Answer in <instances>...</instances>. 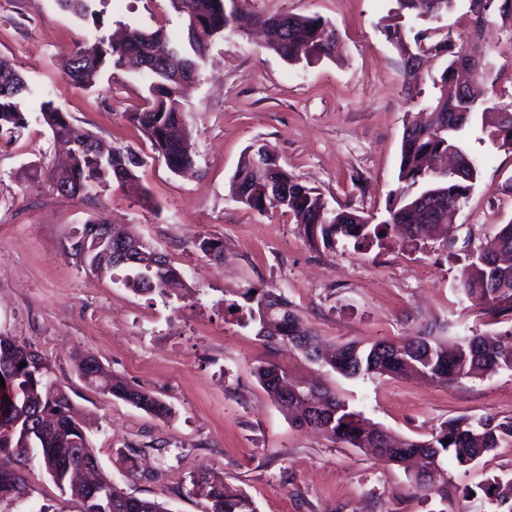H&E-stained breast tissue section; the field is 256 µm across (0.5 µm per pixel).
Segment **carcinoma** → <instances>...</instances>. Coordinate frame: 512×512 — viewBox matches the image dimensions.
<instances>
[{
    "instance_id": "carcinoma-1",
    "label": "carcinoma",
    "mask_w": 512,
    "mask_h": 512,
    "mask_svg": "<svg viewBox=\"0 0 512 512\" xmlns=\"http://www.w3.org/2000/svg\"><path fill=\"white\" fill-rule=\"evenodd\" d=\"M61 10L82 20L92 19L101 25L100 14L90 9V0H57ZM400 9L409 10L417 20L430 21L453 7L454 0H397ZM182 19L185 35L170 37L163 28L142 30L126 27L120 40L94 37L78 43L63 63L62 73L74 84L86 89L107 69H123L132 65L148 80L146 104L128 113V120L140 128L150 142L151 152L163 160L173 172L186 170L194 164V152L184 129V106L176 93L178 77L188 72L199 73L210 43L222 37H239L257 24L270 27L267 49L291 63L310 58H328L336 46V29L319 16L278 13L266 16H246L238 0H170ZM386 39L396 48L404 62L423 55L451 56L439 78L432 80L431 90L408 87L409 100L419 107L421 117L404 127L398 187L388 209L389 219L383 224H370V218L347 210L326 211L317 189L308 187L288 174L277 172L281 191L274 193L267 180L253 174L249 160H244L233 177L235 195L248 192L244 205L260 213L277 208L294 215L302 224H313L318 218L319 236L325 244L338 237L352 238L358 244L380 239V234L393 231L411 241L433 237L441 228L436 223L420 224L408 206L425 192L440 191L450 200L464 204L479 176L478 159L463 152L458 134L476 116H481V130L512 149V121L500 113L512 112V102L489 99L486 105L472 107V83L483 75L454 66V43L451 34L438 38L432 27L405 29L399 24L384 27ZM37 95L25 77L7 58L0 56V136H13L27 125L25 102ZM453 104L468 117L450 125L441 122L437 112L440 102ZM39 120L52 133L54 144L69 158L67 167L54 170L32 164L27 176L40 180L50 188L67 185L75 197L90 184L120 187L145 201L136 169L144 159L136 152L104 148L90 130L74 123L72 117L52 100H44L39 108ZM453 148L464 153L469 161L467 176L461 177L440 166L443 154ZM126 159L127 169L117 175L112 169V154ZM124 246L138 245L132 261L122 265L104 263L100 250L87 252L80 266L99 274L117 268L126 271L133 290L157 292L161 295L185 287L179 270L166 255L151 248L130 233L119 236ZM512 251V220L501 226L487 247L471 254L460 279L459 288L476 305L490 306L502 312L512 311V263L489 267L486 257L495 251ZM254 302L250 319L267 311V329L261 338L266 341L289 343L309 360L319 361L334 372L357 378L369 375L390 377L423 375L448 385L463 378L500 369L512 370V327L484 334L459 338L453 348L432 330L424 328L414 336L394 342L380 339L367 344L347 343L330 352H320L315 337L288 310V300L281 294L260 291L246 292ZM27 362L22 367L20 363ZM75 369L85 384L103 394L123 400L159 420L171 416V408L149 391L137 388L124 379L106 373L91 352H78ZM256 376L268 395L281 408L301 410L307 426L333 442L353 448H369L382 461L408 466L419 457L448 458L461 467L478 462L484 455L502 447L512 446V416H458L441 424L426 440L392 441L388 434L349 408L336 394L326 388L310 386L302 380L288 384V373L274 364L261 366ZM0 503L24 504L28 485L25 469L33 461L50 477L60 493L82 504V512H165L160 503L124 493L113 484L101 483L97 488L75 480L82 463L83 448L95 451L90 439V425L79 418L71 396L65 391L51 394L55 385L51 361L42 353L28 357L24 345L15 337H0ZM47 413L48 425L33 420L36 411ZM449 444H444V441ZM504 482L493 476L480 487L483 497L498 507L512 504L499 499L498 490ZM191 492L206 502L207 512H256L252 498L242 488L215 480L205 473L191 479Z\"/></svg>"
}]
</instances>
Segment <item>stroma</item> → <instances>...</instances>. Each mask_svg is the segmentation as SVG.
Masks as SVG:
<instances>
[{
    "mask_svg": "<svg viewBox=\"0 0 512 512\" xmlns=\"http://www.w3.org/2000/svg\"><path fill=\"white\" fill-rule=\"evenodd\" d=\"M251 13L318 15L335 25L336 58L291 63L252 37L214 40L189 88L184 120L192 135V175L152 160L150 144L126 115L141 107L143 78L116 70L97 92L65 78V54L92 24L56 0H0V55L105 142L147 159L139 182L152 203L91 185L76 197L24 177L54 159L49 130L29 120L21 136L0 138V332L46 355L61 389L91 419L103 473L125 493L166 512H204L190 492L207 471L244 488L257 512H497L482 482L512 473V447L469 468L446 463L447 498H424L400 467L297 426L257 380L273 363L336 392L351 409L401 438L424 439L458 415L512 416V370L450 385L418 379L346 378L309 362L296 348L263 341L249 318L247 289L283 295L321 346L399 339L431 326L453 341L512 327V312L473 305L459 289L472 250L512 220V150L479 128L464 145L480 176L457 213L447 243H410L390 236L357 245L309 237L294 217L260 213L237 202L232 177L249 146L262 143L301 183L317 188L332 209L356 210L372 223L385 217L397 186L409 104L402 59L383 28L396 0H242ZM106 27H165L183 22L168 0H94ZM494 63L497 88L512 94V17L493 16L480 42ZM92 218L125 227L167 255L186 286L163 297L132 291L121 272L96 275L68 251L74 227ZM217 243L221 260L200 248ZM92 352L106 370L152 392L172 411L161 421L88 387L72 356ZM26 512L62 501L38 466L26 472Z\"/></svg>",
    "mask_w": 512,
    "mask_h": 512,
    "instance_id": "stroma-1",
    "label": "stroma"
}]
</instances>
